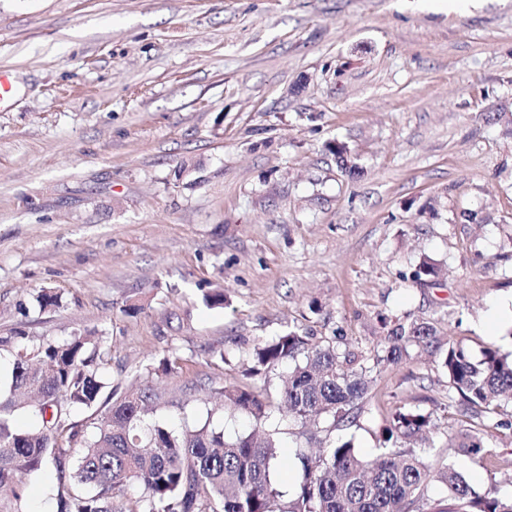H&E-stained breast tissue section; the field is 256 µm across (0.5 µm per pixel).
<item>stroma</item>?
<instances>
[{"mask_svg": "<svg viewBox=\"0 0 512 512\" xmlns=\"http://www.w3.org/2000/svg\"><path fill=\"white\" fill-rule=\"evenodd\" d=\"M1 69L0 336L96 332L109 388L149 386L155 421L265 431L282 504L296 449L373 458L398 412L429 419L412 448L433 469L512 498V402L471 416L443 366L452 343L512 353L511 323L482 325L512 296V0H0ZM426 259L440 272L414 283ZM414 322L430 343L386 362ZM290 330L358 354L351 419L288 415L287 365L248 375ZM227 386L264 418L221 407ZM55 483L20 476L27 512H53ZM392 344L388 347L386 361H399L405 349L400 342H415L418 344H427L429 339L434 335L433 328L429 325L412 324L407 330L404 326L398 327L392 331ZM220 396L224 398V407L245 412L256 419H260L266 413V404L261 398V394L253 390L242 387H225L220 392Z\"/></svg>", "mask_w": 512, "mask_h": 512, "instance_id": "obj_1", "label": "stroma"}]
</instances>
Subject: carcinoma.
I'll list each match as a JSON object with an SVG mask.
<instances>
[{"label": "carcinoma", "mask_w": 512, "mask_h": 512, "mask_svg": "<svg viewBox=\"0 0 512 512\" xmlns=\"http://www.w3.org/2000/svg\"><path fill=\"white\" fill-rule=\"evenodd\" d=\"M433 328L423 324L392 331L386 361H399L403 343H428ZM9 354L12 377L0 394V512H25L16 489L19 475L56 467V512H121L112 495L128 486L142 491L141 512H512V500L477 494L451 464L435 472L411 449L384 448L364 460L346 441L313 458L300 449L303 480L296 497L273 510L278 496L269 474L278 457L268 435L256 432L231 441L205 423L175 431L147 419L153 391L140 384L110 406L92 412L79 426L74 409L95 407L106 388L110 356L102 337L92 333L62 341L34 340L22 333L0 338ZM292 362L283 379L280 402L294 417L330 415L344 420L367 392L370 380L354 368L355 355L333 345L309 346L306 337L288 331L257 343L252 374ZM458 402L472 413L488 412L512 400V355L487 347L479 359L448 344L444 361ZM224 405L256 419L266 413L261 394L242 387L220 392ZM37 411L41 426L23 430L16 415ZM429 427L421 415L398 414L384 442L410 440ZM440 483L444 496L425 498Z\"/></svg>", "instance_id": "1"}]
</instances>
